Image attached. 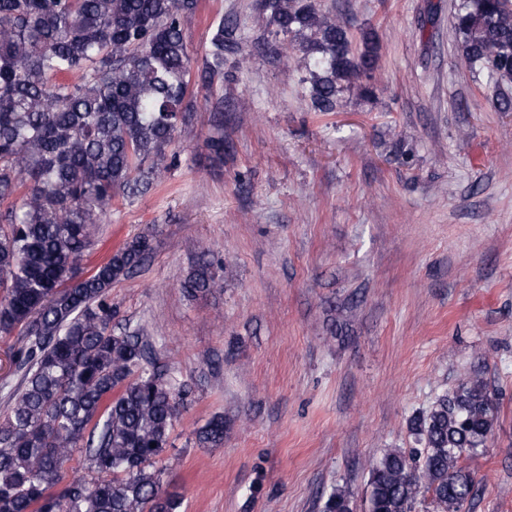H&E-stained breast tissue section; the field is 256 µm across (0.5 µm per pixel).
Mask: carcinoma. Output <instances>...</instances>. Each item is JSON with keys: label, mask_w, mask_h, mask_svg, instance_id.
Returning <instances> with one entry per match:
<instances>
[{"label": "carcinoma", "mask_w": 512, "mask_h": 512, "mask_svg": "<svg viewBox=\"0 0 512 512\" xmlns=\"http://www.w3.org/2000/svg\"><path fill=\"white\" fill-rule=\"evenodd\" d=\"M199 0H0V335L16 337L18 382L0 383V512H180L153 464L167 448L188 387L160 370L140 332L112 329V285L152 251L142 233L90 272L82 262L115 197L128 202L175 165L176 134L196 111L194 87L229 77L238 50L230 22L211 25L192 67L185 21ZM279 55L301 53L310 107L336 109L340 94L372 98L376 32L353 46L347 25L317 0H257ZM452 25L461 60L487 74L496 109L512 112V0H459ZM201 257L188 293L223 287ZM498 415L480 371L409 431L419 447L372 464L366 512H414L428 494L437 512H464L475 494L463 457L486 446ZM155 447H150V444ZM224 445V416L198 433ZM84 452L96 476L65 479ZM323 512H353L329 494Z\"/></svg>", "instance_id": "1"}]
</instances>
